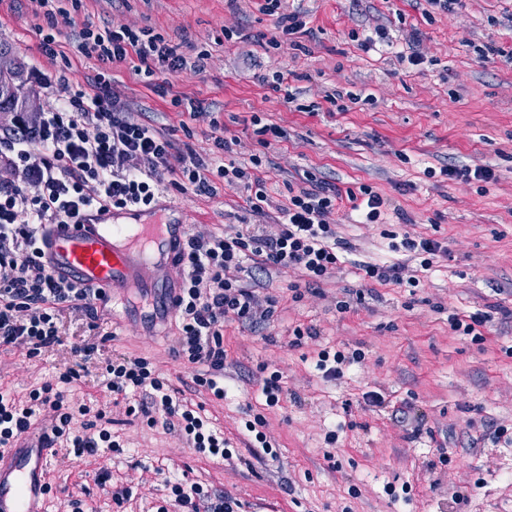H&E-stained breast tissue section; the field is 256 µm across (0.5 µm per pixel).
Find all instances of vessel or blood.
<instances>
[{
    "label": "vessel or blood",
    "instance_id": "b4317fda",
    "mask_svg": "<svg viewBox=\"0 0 512 512\" xmlns=\"http://www.w3.org/2000/svg\"><path fill=\"white\" fill-rule=\"evenodd\" d=\"M171 218L154 223L153 209L130 211L117 222L109 207H95L80 223L55 225L48 260L53 270L90 287L102 289L101 304L115 303V289L145 288L154 271L174 264L187 236L185 210L170 205ZM48 449L38 438L0 448V512H44Z\"/></svg>",
    "mask_w": 512,
    "mask_h": 512
}]
</instances>
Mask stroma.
I'll return each instance as SVG.
<instances>
[{"mask_svg":"<svg viewBox=\"0 0 512 512\" xmlns=\"http://www.w3.org/2000/svg\"><path fill=\"white\" fill-rule=\"evenodd\" d=\"M259 5L82 0L78 20L149 27L187 58L207 55L202 73H160L152 87L137 58L112 66L113 90L132 120L151 119L178 150L201 155L217 121L236 141L231 161L246 166L251 155H267L260 176L274 209L266 218L251 212L247 188L219 177L216 196L165 183L158 203H179L192 235L259 222L272 234L277 206L310 174L344 191L372 186L408 215L388 228L437 240L448 255L421 270L413 254L392 248L385 227L361 223L342 202L336 237L349 248L335 275L301 300L290 292L303 281L298 270L248 263L244 284L274 300L275 314L261 325L225 318L220 400L193 383L206 366L172 355L174 320L151 321V305L136 293L98 308L93 320L64 311L60 343L36 357L0 347V390L25 402L31 390L75 370L73 428L86 421L80 408L105 412L123 446L80 458L55 447L45 512H69L76 500L83 512H156L177 481L228 495L239 512H512V64L496 53L512 50V0H463L430 16L424 0H283L282 13L301 12L307 23L294 49L270 46L277 18ZM73 22L57 17L66 56L52 61L26 0H0V45L31 75L62 74L83 85L102 66L78 51ZM378 29L392 52L361 50L357 37ZM413 50L423 64L397 62V53ZM272 71L285 74L286 90L261 83ZM338 91L356 95L342 112L328 100ZM174 94L184 105H171ZM255 114L280 126L285 139L263 149L250 125ZM446 166H487L496 179L462 184L440 176ZM430 168L436 176H427ZM397 263L416 271L418 287L362 279V266ZM453 314L486 316L482 340L452 331ZM298 326L316 334L297 346ZM86 343L96 346L87 358L78 352ZM324 349L364 357L329 379L316 366ZM116 357L148 359L202 405L231 458L198 452L177 430L128 414L142 395L108 390L105 366ZM266 370L279 373L285 390L274 408L262 394ZM372 391L383 403L368 402ZM251 415L265 418L272 452L255 446L245 428Z\"/></svg>","mask_w":512,"mask_h":512,"instance_id":"obj_1","label":"stroma"}]
</instances>
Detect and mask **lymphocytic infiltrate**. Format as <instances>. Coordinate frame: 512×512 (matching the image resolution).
Instances as JSON below:
<instances>
[{"label": "lymphocytic infiltrate", "mask_w": 512, "mask_h": 512, "mask_svg": "<svg viewBox=\"0 0 512 512\" xmlns=\"http://www.w3.org/2000/svg\"><path fill=\"white\" fill-rule=\"evenodd\" d=\"M78 48L86 57L105 66L137 57L145 77L156 69L172 74L201 73L202 60L188 61L164 36L149 28L98 26L83 21ZM60 105L51 112L19 119L0 129V167L21 171L23 184L0 181V346L26 347L34 356L59 342L57 320L66 309L92 311L94 289L57 276L45 260L44 247L50 225L72 222L81 211L95 206L123 209L150 205L157 186L169 182L178 192L214 196V178L240 182L255 190L251 205L264 215L269 202L263 180L256 171L260 156H252V169L223 165L231 149L224 136H215L210 167L196 153L179 152L171 139L146 123L135 122L123 112L112 92V76L99 72L87 86L63 85ZM337 188L308 179L288 198L279 212L278 233L264 232L249 224L232 233L207 232L189 236L177 258L180 288L173 298L178 334L175 357L207 365L210 376L196 377V386L223 398L216 381L224 369V318L261 324L275 313L273 301H261L242 284L244 260L262 265L296 268L318 284L335 274L341 263L332 216L338 209ZM112 392L140 390L144 398L129 414H142L156 424L163 412L166 425L178 428L198 451L227 456L223 438L210 428L208 417L179 395L166 377L153 370L147 359L120 358L105 367ZM75 371L47 382L29 394L30 402L17 404L0 391V447L33 433L42 412L52 414L49 430L41 440L48 446L69 444L76 456L93 453L100 445L115 449L111 431L88 422L85 433L74 432L66 387L76 380ZM175 506L185 512H235L231 497L211 495L198 484L171 486Z\"/></svg>", "instance_id": "lymphocytic-infiltrate-1"}]
</instances>
